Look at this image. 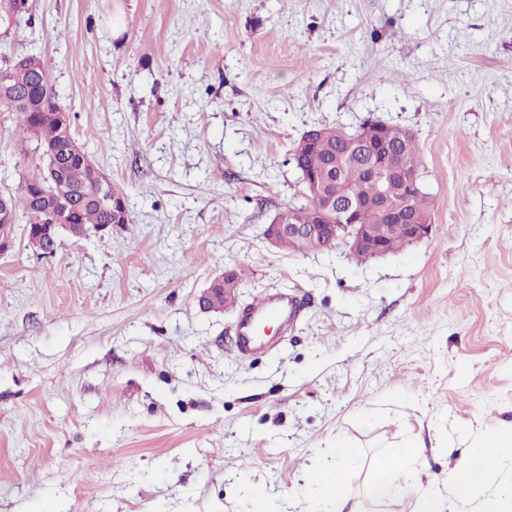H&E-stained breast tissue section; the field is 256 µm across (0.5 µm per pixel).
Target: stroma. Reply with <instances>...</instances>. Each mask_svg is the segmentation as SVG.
<instances>
[{"mask_svg":"<svg viewBox=\"0 0 512 512\" xmlns=\"http://www.w3.org/2000/svg\"><path fill=\"white\" fill-rule=\"evenodd\" d=\"M46 62L71 133L129 221L55 254L0 253V512H293L337 437L349 512H415L512 426V0H28L0 60ZM412 130L430 238L363 263L264 230L305 201L311 126ZM0 112V193L33 142ZM234 269L236 303L203 311ZM303 305L240 356L256 299ZM421 452L399 503L377 461Z\"/></svg>","mask_w":512,"mask_h":512,"instance_id":"1","label":"stroma"}]
</instances>
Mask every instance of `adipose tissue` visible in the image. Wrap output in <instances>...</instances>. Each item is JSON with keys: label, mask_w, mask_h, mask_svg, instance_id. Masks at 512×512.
Segmentation results:
<instances>
[{"label": "adipose tissue", "mask_w": 512, "mask_h": 512, "mask_svg": "<svg viewBox=\"0 0 512 512\" xmlns=\"http://www.w3.org/2000/svg\"><path fill=\"white\" fill-rule=\"evenodd\" d=\"M512 441V427L487 430L479 444L472 446L448 472L449 492L431 487L418 499V512H458L459 503L480 497L479 512H505L512 503V478L497 487L489 482L503 468L499 450ZM415 448L408 447L381 458L377 466L381 478L371 480L364 497L374 504L392 503L403 498L410 487ZM358 464L357 455L345 439H337L331 465L319 468L307 481L308 493L299 512H343L346 500L341 493L347 473Z\"/></svg>", "instance_id": "ef3b65f1"}]
</instances>
